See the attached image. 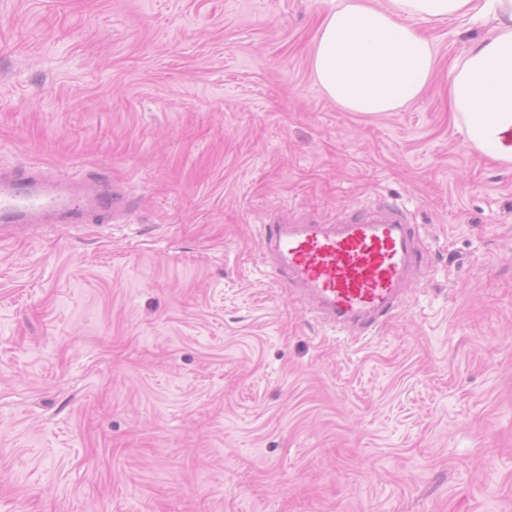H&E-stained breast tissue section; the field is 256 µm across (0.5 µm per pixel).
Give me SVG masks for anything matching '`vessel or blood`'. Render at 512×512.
Here are the masks:
<instances>
[{
    "label": "vessel or blood",
    "instance_id": "1",
    "mask_svg": "<svg viewBox=\"0 0 512 512\" xmlns=\"http://www.w3.org/2000/svg\"><path fill=\"white\" fill-rule=\"evenodd\" d=\"M34 166L0 180V234L28 228L48 215L62 224L117 222L128 211L126 188L87 180L89 208L71 210L66 199L40 189ZM264 248L279 282L333 328L364 334L401 305L407 285L423 268L417 224L396 204L365 207L333 221L311 216L271 218Z\"/></svg>",
    "mask_w": 512,
    "mask_h": 512
}]
</instances>
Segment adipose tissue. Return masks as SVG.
Instances as JSON below:
<instances>
[{
    "instance_id": "obj_1",
    "label": "adipose tissue",
    "mask_w": 512,
    "mask_h": 512,
    "mask_svg": "<svg viewBox=\"0 0 512 512\" xmlns=\"http://www.w3.org/2000/svg\"><path fill=\"white\" fill-rule=\"evenodd\" d=\"M491 20L493 36L473 42L448 75L451 105L478 153L512 166V0H343L327 11L312 53V76L347 112H394L429 85L436 53L423 24Z\"/></svg>"
}]
</instances>
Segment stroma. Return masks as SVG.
Returning a JSON list of instances; mask_svg holds the SVG:
<instances>
[{"label":"stroma","mask_w":512,"mask_h":512,"mask_svg":"<svg viewBox=\"0 0 512 512\" xmlns=\"http://www.w3.org/2000/svg\"><path fill=\"white\" fill-rule=\"evenodd\" d=\"M341 0H0V170L125 183L121 224L0 240V512H512V167L425 25L395 112L315 84ZM386 202L423 274L364 335L263 264V223Z\"/></svg>","instance_id":"stroma-1"}]
</instances>
